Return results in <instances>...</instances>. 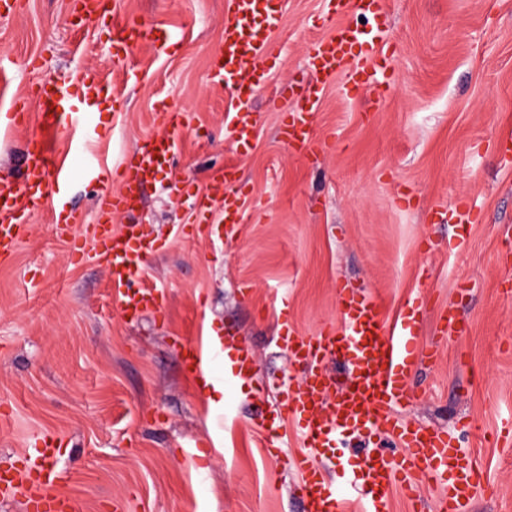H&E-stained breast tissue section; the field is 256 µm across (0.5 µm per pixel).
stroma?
<instances>
[{
	"mask_svg": "<svg viewBox=\"0 0 512 512\" xmlns=\"http://www.w3.org/2000/svg\"><path fill=\"white\" fill-rule=\"evenodd\" d=\"M0 20V114L41 77L78 88L81 70L120 80L138 69L116 113L96 112L86 139L105 175L130 166L139 139L157 134L160 101L193 122L170 166L120 224H141L166 248L151 256L147 285L167 296L166 315L123 317L96 258L73 262L50 212L33 214L11 266L0 267V468L53 431L65 443L54 464L60 494L76 512H303L294 473L265 452L260 426L282 415L281 391L304 367L279 347L282 322L312 334L339 324L336 293L349 287L380 303L386 325L423 304L406 419L447 431L472 455L483 480L466 512H512V0H389L388 49L365 69L393 70L378 94L332 79L316 111L314 156L288 152L280 114L265 95L252 108L250 148L237 150L224 115L230 90L210 79L223 44L228 0H122L124 10L167 27L179 44H142L114 61L111 29L77 23L69 0H18ZM282 26L268 56L271 90L309 84V45L341 18L328 0H280ZM28 132H0V179L19 182ZM239 171L236 223L184 237L193 220L176 188L205 191L226 164ZM68 208L95 215L102 182L70 162ZM467 197L476 222L467 242L430 212ZM288 318L280 320L279 305ZM454 306L463 335L444 339L440 316ZM232 335L256 373L224 390L222 405L197 393L175 338L197 344Z\"/></svg>",
	"mask_w": 512,
	"mask_h": 512,
	"instance_id": "obj_1",
	"label": "stroma"
}]
</instances>
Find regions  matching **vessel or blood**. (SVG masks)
<instances>
[{"label": "vessel or blood", "instance_id": "vessel-or-blood-1", "mask_svg": "<svg viewBox=\"0 0 512 512\" xmlns=\"http://www.w3.org/2000/svg\"><path fill=\"white\" fill-rule=\"evenodd\" d=\"M231 4V13L224 19V52L213 60L212 78L218 85L246 82L248 93L254 94L262 89L260 74L267 61L269 39L279 24L278 12L273 0H231ZM335 6L371 15L374 25L366 31L343 26L334 36L310 44L308 59L316 83L297 93L296 105L284 108L279 129L281 141L298 153L312 152L317 143L314 113L329 79L344 72L353 86L364 84L362 71L351 66L353 52L370 58L384 45L385 0H336ZM146 42L164 48L174 45L175 39L171 32L113 9V59L126 60L131 47ZM79 83L81 103L77 106L69 104L67 90L52 79L31 82L12 102L14 128L24 129L36 121L41 132L28 141L21 183H0L1 266L15 260L30 230L29 216L47 210L50 198L70 187L71 170L53 147L59 127L85 128L90 114L100 105L116 106L124 97L123 90L95 68L86 69ZM156 120L162 134L139 143L135 168L123 171L118 191L101 192L92 223H85L83 215L74 210L52 217L56 232L69 241L72 259L81 261L93 253L103 260L108 288L122 315L131 320L147 311L158 316L165 313V293L141 282L147 257L162 243L146 235L141 225L114 227L112 218L129 212L146 183L166 167L190 114L166 105L157 112ZM226 128L233 143L243 146L252 137L253 119L249 113L237 112L227 120ZM237 178V168L226 165L214 175L206 193H188L192 210L211 223L235 222L243 205L242 195L225 191L224 186ZM432 219L437 224H452L462 239L474 221L463 200L434 209ZM337 308L341 329L323 328L311 336H298L288 328L280 338L293 361L308 366L300 384L283 390L284 407L298 427L301 446L287 451L281 425L273 420L261 429L267 452L296 474V492L304 512H341L343 504L352 499L362 503V512H391L394 489L414 495L426 478L433 479L442 490L436 512H462L481 483L475 461L447 432L406 421L397 413L411 398L409 374L421 358L415 336L422 317L420 306L409 304L390 329L385 326L380 305L359 291L340 290ZM226 349L222 342L204 349L184 345L193 380H206L208 366L221 359ZM337 357L344 358L349 366V378L340 387L322 368L324 362ZM377 430L394 442L396 452H350L343 459L344 485L328 480L323 464L334 456L339 436L346 431L368 435ZM37 444L35 456L28 458L23 468L0 471V495L22 498L28 512H74L72 500L51 493L62 479L61 472L45 465L46 460L57 456L60 439L43 435Z\"/></svg>", "mask_w": 512, "mask_h": 512}]
</instances>
